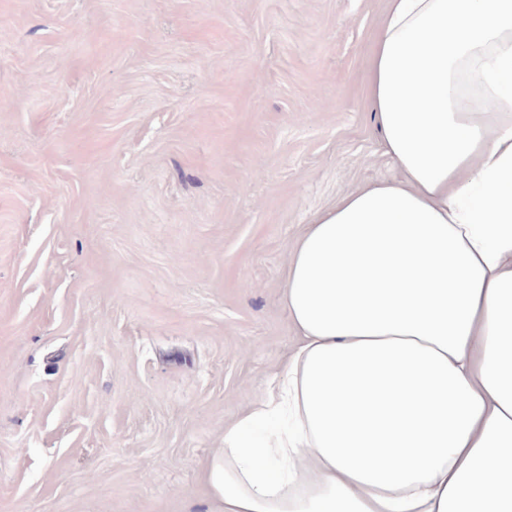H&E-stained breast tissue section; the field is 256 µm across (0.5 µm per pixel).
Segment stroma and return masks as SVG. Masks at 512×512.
<instances>
[{
    "label": "stroma",
    "instance_id": "obj_1",
    "mask_svg": "<svg viewBox=\"0 0 512 512\" xmlns=\"http://www.w3.org/2000/svg\"><path fill=\"white\" fill-rule=\"evenodd\" d=\"M386 0H0V512H208L293 244L395 170Z\"/></svg>",
    "mask_w": 512,
    "mask_h": 512
}]
</instances>
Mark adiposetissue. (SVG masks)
<instances>
[{"mask_svg":"<svg viewBox=\"0 0 512 512\" xmlns=\"http://www.w3.org/2000/svg\"><path fill=\"white\" fill-rule=\"evenodd\" d=\"M367 90L397 175L297 239L211 512H512V0H388Z\"/></svg>","mask_w":512,"mask_h":512,"instance_id":"adipose-tissue-1","label":"adipose tissue"}]
</instances>
